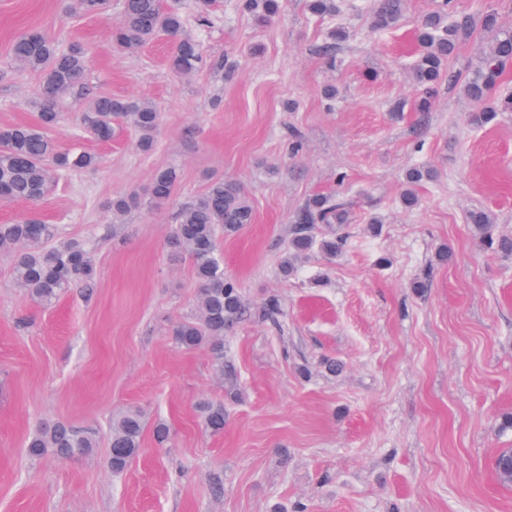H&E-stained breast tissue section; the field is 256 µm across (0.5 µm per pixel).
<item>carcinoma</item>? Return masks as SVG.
I'll use <instances>...</instances> for the list:
<instances>
[{"label": "carcinoma", "mask_w": 512, "mask_h": 512, "mask_svg": "<svg viewBox=\"0 0 512 512\" xmlns=\"http://www.w3.org/2000/svg\"><path fill=\"white\" fill-rule=\"evenodd\" d=\"M241 11L265 24L280 14V0H238ZM79 14L106 18L110 0H72ZM315 16L339 15L342 0H307ZM373 25L378 30L391 28L399 19L402 0H373L370 4ZM481 29L486 41L477 63L465 75L455 76L462 95L472 103L470 124L484 127L500 112H512V91L503 87L502 75L512 63V28L499 22L498 9L487 0L475 13L467 12L460 0H438L436 7L421 20L419 51L411 67V77L422 96L417 110L430 109L429 95L445 73L460 45ZM174 41L168 59L171 71L179 76L197 72L203 64L200 43L184 31L179 9L162 7L161 0H122V22L112 31L115 48L133 52L159 32ZM15 64L41 76L37 94L38 121L0 129V199L36 203L44 199L61 172H79L98 164V158L84 151L59 149L49 130L60 119L67 105L76 106L75 121L80 132L97 141H110L118 126L137 134V147L152 149L161 116L147 101L114 97L98 91L89 82L87 48L80 43L61 47L37 30L20 36L12 47ZM429 166L409 169L406 183L415 186L434 176ZM178 173L167 168L157 171L147 193L157 205L169 203L176 192ZM349 211L335 196H320L300 208L293 221L288 257L281 270L288 273L292 259L315 250L333 260L346 245L342 236L319 237V224H346ZM472 231L483 247L496 253L512 254V238L495 237L493 213L474 209L468 214ZM253 222V208L244 189L221 177L210 179L204 193L181 206L170 235L172 255L188 256L193 264L197 287L198 315L175 323L171 330L183 350H207L214 371L237 379L235 367L224 361V333L243 315L244 295L238 284L224 274L218 238L233 236ZM0 251L12 258L18 287L43 306H49L73 288L93 287L96 269L88 243L63 238L54 224L22 220L0 224ZM203 425L214 435L224 432V404L205 403L200 408ZM144 423L140 411L132 410L112 423L108 445L109 464L114 473L123 472L142 451ZM97 432L74 427L62 421H46L27 441L31 457L55 455L65 459L83 457L98 447ZM512 448H502L493 458L498 482L512 486Z\"/></svg>", "instance_id": "obj_1"}]
</instances>
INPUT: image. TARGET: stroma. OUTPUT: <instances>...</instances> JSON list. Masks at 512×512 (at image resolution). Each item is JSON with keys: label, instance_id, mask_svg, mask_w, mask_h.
<instances>
[{"label": "stroma", "instance_id": "1", "mask_svg": "<svg viewBox=\"0 0 512 512\" xmlns=\"http://www.w3.org/2000/svg\"><path fill=\"white\" fill-rule=\"evenodd\" d=\"M178 4L207 63L189 77L167 63L159 35L134 53L112 47L109 24L70 0H0V127L36 121L37 74L14 67L11 46L36 28L84 44L90 78L106 93L145 98L161 114L150 153L131 131L79 141L71 115L50 130L61 149L101 157L60 179L36 204L0 202V224L32 218L86 240L97 268L92 293L33 304L0 255V512H512V487L493 471L512 447L499 422L512 413V256L483 249L471 209L512 236V112L487 127L440 82L429 112L409 78L418 25L435 0H404L397 25L368 15L320 19L306 0H283L267 25L238 0H215L213 24H196V0ZM348 36L325 55L328 34ZM335 86V100L323 94ZM436 179L402 207L405 172ZM179 174L175 196L155 206L154 172ZM238 181L255 218L220 239L224 271L246 299L224 337L237 384L215 377L205 350L179 349L171 322L194 312L190 261H171L178 207L209 177ZM138 190V208L116 217L113 198ZM317 194L349 205L343 254L313 253L290 276L295 213ZM379 225H371L372 217ZM452 258L440 262L441 250ZM279 301L276 320L263 315ZM335 359L338 372L324 362ZM224 404V432L203 427L196 405ZM145 415L143 450L119 476L107 447L89 456L29 457L26 441L46 419L106 430L130 408ZM170 428L158 442L154 422ZM223 480L213 492L212 475Z\"/></svg>", "mask_w": 512, "mask_h": 512}]
</instances>
